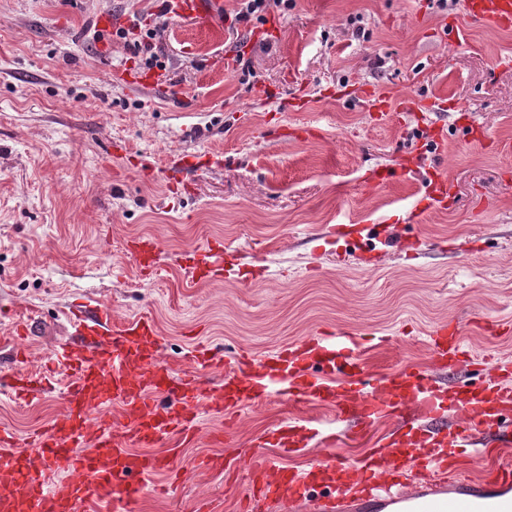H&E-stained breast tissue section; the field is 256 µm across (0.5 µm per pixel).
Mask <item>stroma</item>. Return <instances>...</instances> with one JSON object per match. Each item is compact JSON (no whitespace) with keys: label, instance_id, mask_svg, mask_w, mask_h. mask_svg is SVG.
I'll list each match as a JSON object with an SVG mask.
<instances>
[{"label":"stroma","instance_id":"stroma-1","mask_svg":"<svg viewBox=\"0 0 512 512\" xmlns=\"http://www.w3.org/2000/svg\"><path fill=\"white\" fill-rule=\"evenodd\" d=\"M467 0H288L266 23L167 21V72L141 70L100 15L129 25L148 0H0V430L27 457L64 409V368L44 393L12 397L75 330L79 305L151 318L173 376L224 384L256 359L321 331L371 339L369 368L429 371V332L462 326L480 384L485 358L512 366V28L472 19ZM459 28L451 40V28ZM102 31L95 40L94 31ZM252 65L244 74L237 55ZM262 94H255V87ZM441 111H429L433 99ZM197 169L169 186L182 160ZM450 193L429 200L437 170ZM154 238L144 269L128 245ZM222 268L200 264L214 242ZM504 327L488 335L473 320ZM332 406L244 401L199 409L135 512H268L247 470L205 466L258 450L305 471L322 454L267 440L294 418L335 430Z\"/></svg>","mask_w":512,"mask_h":512}]
</instances>
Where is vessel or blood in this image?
I'll return each instance as SVG.
<instances>
[{
	"label": "vessel or blood",
	"instance_id": "obj_1",
	"mask_svg": "<svg viewBox=\"0 0 512 512\" xmlns=\"http://www.w3.org/2000/svg\"><path fill=\"white\" fill-rule=\"evenodd\" d=\"M475 19L512 26V0H468ZM77 335L60 356L72 371L65 409L37 435V450L25 463L0 454V474L13 486L0 493V512H86L111 495L122 506L140 491L165 459L130 453V444L154 445L161 436L188 439L203 392L196 377L185 376L161 404L155 389L169 376L149 347L151 319L124 325L103 307H83L75 315ZM435 368L443 370L463 355L460 329L443 324L430 333ZM277 368L244 372L237 381L247 397L211 403L215 412L238 407L243 399L263 398L289 380V400L328 402L340 421L357 420L362 429L395 418L400 422L387 442L357 462L327 454L316 463L328 475L327 492L314 496V475L282 477L276 460L256 451L246 461L261 475L254 496L272 504L313 502L316 512H512V376L484 362V381L446 394L433 373L387 374L369 370L360 342L337 330L312 336L280 352ZM123 406L127 431L117 432L111 404ZM98 417H90V410ZM488 467L489 477H457L458 464ZM67 480L54 481L59 470Z\"/></svg>",
	"mask_w": 512,
	"mask_h": 512
}]
</instances>
